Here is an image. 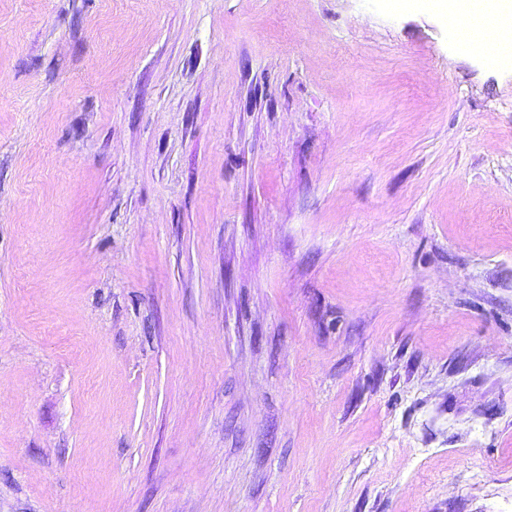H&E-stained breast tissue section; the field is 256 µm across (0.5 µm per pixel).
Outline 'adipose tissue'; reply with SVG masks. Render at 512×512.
Returning <instances> with one entry per match:
<instances>
[{
	"label": "adipose tissue",
	"mask_w": 512,
	"mask_h": 512,
	"mask_svg": "<svg viewBox=\"0 0 512 512\" xmlns=\"http://www.w3.org/2000/svg\"><path fill=\"white\" fill-rule=\"evenodd\" d=\"M434 11L446 14L456 28H466L474 10L486 14L491 27L467 40V48L491 51L502 58L512 57V0H431Z\"/></svg>",
	"instance_id": "obj_1"
}]
</instances>
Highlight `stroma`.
I'll use <instances>...</instances> for the list:
<instances>
[{
    "label": "stroma",
    "instance_id": "1",
    "mask_svg": "<svg viewBox=\"0 0 512 512\" xmlns=\"http://www.w3.org/2000/svg\"><path fill=\"white\" fill-rule=\"evenodd\" d=\"M0 512H512V61L0 0Z\"/></svg>",
    "mask_w": 512,
    "mask_h": 512
}]
</instances>
